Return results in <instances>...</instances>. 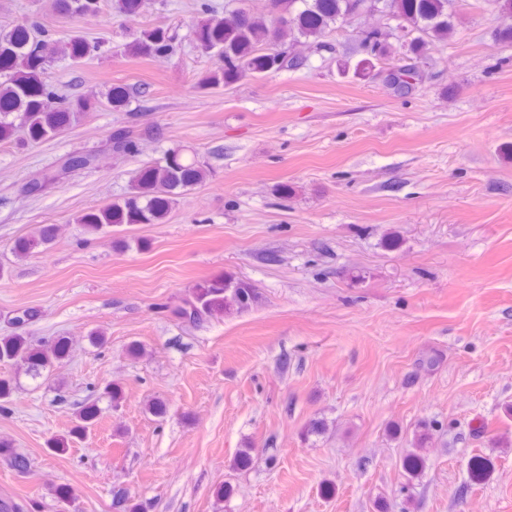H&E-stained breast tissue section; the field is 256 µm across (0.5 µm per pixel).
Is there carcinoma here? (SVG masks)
<instances>
[{
	"mask_svg": "<svg viewBox=\"0 0 512 512\" xmlns=\"http://www.w3.org/2000/svg\"><path fill=\"white\" fill-rule=\"evenodd\" d=\"M503 18L498 32L500 42L512 45V0H490ZM457 0H272L271 11L255 14L243 7L222 18L208 2L196 8L197 19L192 36L197 47L216 52L221 65L199 81L203 89L228 87L244 77H264L296 69L302 61L291 56L284 45L302 41L319 48L331 27L345 25L346 18L373 8L390 21L386 29H360L352 34L355 52L362 58L352 65L340 64V71L367 77L373 68L393 70L401 78L398 96L406 97L416 77L415 67L405 59H421L434 45L448 40L455 30ZM102 0H53V8L72 18L91 22L100 17ZM174 35L164 26L145 28L126 47L136 57H154L169 50ZM103 44L89 42L79 35L53 43L48 30L38 22L20 24L0 35V141L39 142L72 126L79 118L100 106L94 97L68 99L44 80L47 59L57 51L74 62H81L101 52ZM129 91L124 86L110 89L107 102L113 109L127 105ZM209 170L195 157L173 150L142 168L133 178L126 197L91 209L76 218L85 233L100 236L112 233L123 224H161L176 199L185 191L202 184ZM51 225L41 227L29 237L14 241L12 253L27 258L40 246L54 240ZM261 293L252 284L231 275L220 274L195 285L192 298L174 309L182 322L198 326L210 319L248 312L259 304ZM35 318L30 309L19 310L4 320L0 332V365L13 370L0 375V403H7L18 388L20 374L40 379L70 356L66 336L41 341L12 330ZM123 398L122 389L107 384L94 398L78 407L73 425L63 434L47 441V448L57 455L67 453L81 441L99 419V403L107 401L116 408ZM430 439L422 433L413 449L402 459V468L410 478L418 477L425 464L423 449ZM0 457L19 474L31 471L27 455L13 447L9 439H0ZM36 500L25 503L0 498V512H40ZM114 512H145L146 506L123 488L112 490Z\"/></svg>",
	"mask_w": 512,
	"mask_h": 512,
	"instance_id": "carcinoma-1",
	"label": "carcinoma"
}]
</instances>
